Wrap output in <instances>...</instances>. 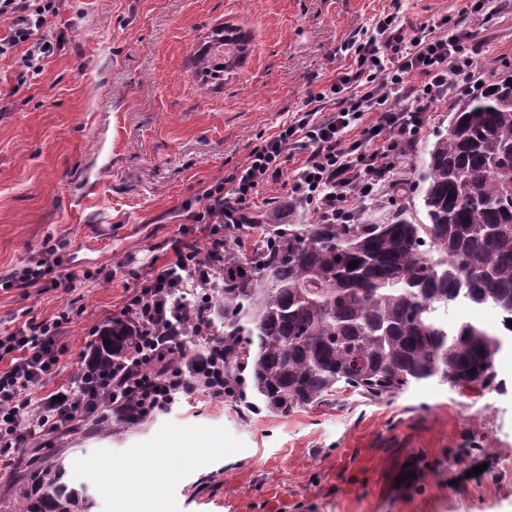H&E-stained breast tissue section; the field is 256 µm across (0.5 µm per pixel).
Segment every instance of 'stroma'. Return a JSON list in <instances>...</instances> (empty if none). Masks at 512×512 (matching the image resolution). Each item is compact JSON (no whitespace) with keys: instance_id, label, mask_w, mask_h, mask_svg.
<instances>
[{"instance_id":"obj_1","label":"stroma","mask_w":512,"mask_h":512,"mask_svg":"<svg viewBox=\"0 0 512 512\" xmlns=\"http://www.w3.org/2000/svg\"><path fill=\"white\" fill-rule=\"evenodd\" d=\"M467 0H401L413 25L462 16ZM390 0H68L47 32L64 47L38 79L18 84L0 58V275L56 246L63 283L1 288L0 337L29 319L62 318L67 382L97 331L121 316L139 274L172 258L192 221L186 204L223 182L256 145L315 108L313 94L350 61L342 44ZM249 37L235 68L195 61L224 25ZM474 63L512 69V0L471 26ZM456 94L434 101L404 160L420 174L448 130ZM261 186L254 215L281 207L296 169ZM499 390L460 392L437 381L380 400L349 391L285 416L218 401L205 391L151 422L97 431L65 425L30 440L64 448L92 512H118L104 462L177 441L204 452L170 465L158 512H512V351ZM481 474H473L475 466Z\"/></svg>"}]
</instances>
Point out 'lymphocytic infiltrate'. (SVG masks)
Listing matches in <instances>:
<instances>
[{"label":"lymphocytic infiltrate","instance_id":"lymphocytic-infiltrate-1","mask_svg":"<svg viewBox=\"0 0 512 512\" xmlns=\"http://www.w3.org/2000/svg\"><path fill=\"white\" fill-rule=\"evenodd\" d=\"M391 4V12L380 13L370 29L345 43L354 69L317 92V99L333 101L334 109L320 117L310 110L296 113L227 177L226 187L205 190V204L192 220L203 227L206 251L174 242L173 259L152 268L127 296L124 314L136 316L143 327L135 366L96 372L84 363L69 385L49 396L43 388L62 353L58 321H27L0 338V361L8 363L0 368V449L103 413L111 400L132 401L133 415L147 416L165 410L174 393L193 392L201 381L214 398H223V354L196 359L197 344L184 335L183 322L198 310L171 303L170 289L183 288L190 279L200 284L209 279L214 262L224 255L225 225L247 223L259 187L281 177L283 158L299 151L305 155L289 197L323 222L348 223L354 199L392 187L424 128L426 104L453 90L466 94L478 87L465 47L470 30L447 17L430 28L409 26L400 16V0ZM65 7L66 0H0V19L9 24L0 36V57H14L21 80L40 74L45 58L53 55L56 45L45 28ZM408 94L417 97L418 106H399ZM369 112L377 118L368 126ZM355 129L360 132L356 139L350 136ZM165 319L171 322L170 337L154 336L155 322ZM176 353L196 359L195 377L171 366Z\"/></svg>","mask_w":512,"mask_h":512}]
</instances>
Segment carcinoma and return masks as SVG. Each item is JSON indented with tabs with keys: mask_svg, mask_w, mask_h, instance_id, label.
Wrapping results in <instances>:
<instances>
[{
	"mask_svg": "<svg viewBox=\"0 0 512 512\" xmlns=\"http://www.w3.org/2000/svg\"><path fill=\"white\" fill-rule=\"evenodd\" d=\"M215 41L228 60L203 52V72L245 54L236 27ZM394 191L400 203L381 222L358 210L347 224H287L278 208L250 248L237 234L247 225L224 233V268L205 302L215 334L202 346L224 349V397L286 416L346 390L381 398L430 380L500 388L496 363L512 344V72L489 68L428 149L422 179L401 178ZM458 303L493 308L504 333L448 323ZM140 333L134 316L108 325L97 366L131 364ZM66 457L65 448L31 456L15 483L18 512H90Z\"/></svg>",
	"mask_w": 512,
	"mask_h": 512,
	"instance_id": "carcinoma-1",
	"label": "carcinoma"
}]
</instances>
